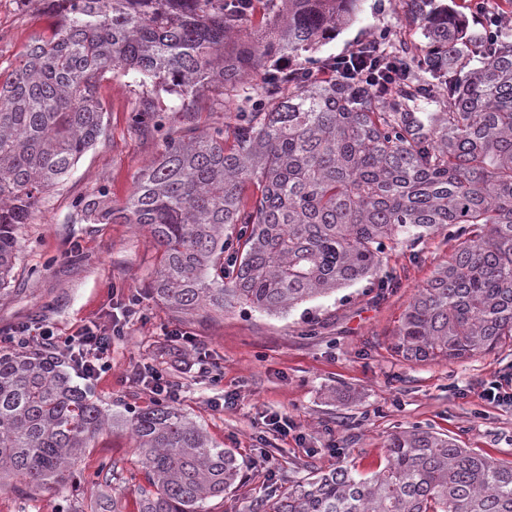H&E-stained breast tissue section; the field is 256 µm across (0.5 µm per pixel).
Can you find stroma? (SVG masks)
Listing matches in <instances>:
<instances>
[{"instance_id": "1", "label": "stroma", "mask_w": 512, "mask_h": 512, "mask_svg": "<svg viewBox=\"0 0 512 512\" xmlns=\"http://www.w3.org/2000/svg\"><path fill=\"white\" fill-rule=\"evenodd\" d=\"M406 11L405 0H362L356 21L319 45L313 59L365 40L385 49L401 38L421 41L420 29L406 25ZM49 24L44 0H0V69L12 70L33 35L49 34ZM152 88L133 72L109 74L99 87L105 135L18 230L12 279L0 291L1 332L45 325L63 341L85 324H110L116 286L142 295L145 316L131 319L113 344L111 370L80 383L112 421L70 481L24 495L0 489V512H91L108 484L121 512H138V450L126 420L153 404L136 380L147 364L178 387L177 409L213 443L232 449L242 467L233 488L205 501L206 512H253L257 501L339 464L372 475L385 464L389 438L415 428L512 462V404L479 397L484 384L512 378V343L462 361L411 362L392 350L403 313L447 261L458 225L387 249L380 274L388 287L363 279L286 314L238 305L186 315L158 300L152 284L161 252L149 232L86 223L75 206L100 189L108 203L123 205L140 169L162 151V134H141L131 122L136 101ZM174 326L193 334L196 349L173 350L165 332ZM200 353L207 368L192 365ZM226 396L231 405L215 408ZM280 414L293 424L285 435L270 423ZM331 445L336 454H328Z\"/></svg>"}]
</instances>
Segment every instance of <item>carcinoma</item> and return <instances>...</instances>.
I'll return each instance as SVG.
<instances>
[{
    "instance_id": "1",
    "label": "carcinoma",
    "mask_w": 512,
    "mask_h": 512,
    "mask_svg": "<svg viewBox=\"0 0 512 512\" xmlns=\"http://www.w3.org/2000/svg\"><path fill=\"white\" fill-rule=\"evenodd\" d=\"M424 42L385 59L397 76L376 94L334 76L275 71L351 22L358 0H267L272 30L238 43L236 0H47L51 34L31 39L0 81V290L17 227L105 133L100 82L114 70L177 96L182 125L138 173L123 206L78 201L95 224H137L162 250L157 298L177 312L247 304L286 312L380 271L385 243L462 224L446 264L407 307L393 348L424 362L465 359L512 338V33H464L459 13L407 0ZM241 100L228 122L199 131L198 95ZM440 105L420 111V103ZM154 98L133 127L159 126ZM258 193L246 197L248 185ZM238 227L233 248L224 237ZM230 265H224V256ZM108 418L49 350H0V487L64 479ZM139 451V512H202L234 486L229 448L162 403L128 420ZM269 512H512V463L435 433L395 435L369 477L348 466L288 488Z\"/></svg>"
}]
</instances>
